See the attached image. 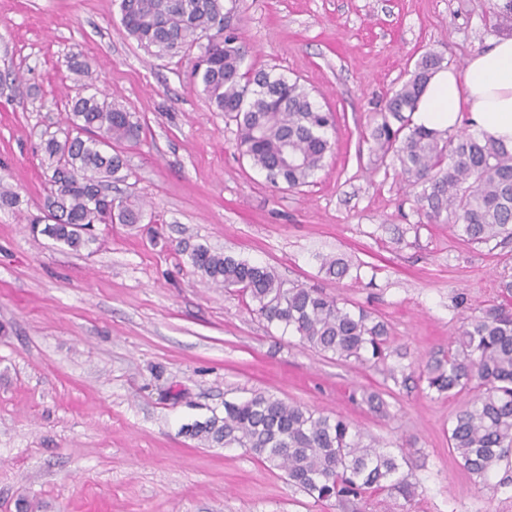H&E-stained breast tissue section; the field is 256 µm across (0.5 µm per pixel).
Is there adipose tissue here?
<instances>
[{
  "label": "adipose tissue",
  "mask_w": 512,
  "mask_h": 512,
  "mask_svg": "<svg viewBox=\"0 0 512 512\" xmlns=\"http://www.w3.org/2000/svg\"><path fill=\"white\" fill-rule=\"evenodd\" d=\"M469 117L478 133L512 147V37L470 59L464 71L440 69L414 112L417 124L452 130Z\"/></svg>",
  "instance_id": "obj_1"
}]
</instances>
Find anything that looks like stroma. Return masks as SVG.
Wrapping results in <instances>:
<instances>
[{
	"mask_svg": "<svg viewBox=\"0 0 512 512\" xmlns=\"http://www.w3.org/2000/svg\"><path fill=\"white\" fill-rule=\"evenodd\" d=\"M494 2L240 0L231 23L246 65L300 79L335 115L325 168L286 191L240 156L235 122L194 89L190 58L139 48L116 0H0V174L20 196L0 208V512H342L245 449L185 433L256 391L405 448L415 497L374 496L358 512H512V469L475 481L448 447L464 396L315 353L190 260L204 245L363 307L387 322L402 365L446 351L463 317L502 303L512 244L467 245L427 223L370 132L422 54L460 71L512 37V19L491 25ZM73 55L83 78L65 66ZM79 80L144 127L112 196L145 219L96 225L75 252L28 220L46 194L43 143ZM326 255L350 276L325 275ZM366 388L384 392L387 412L363 402Z\"/></svg>",
	"mask_w": 512,
	"mask_h": 512,
	"instance_id": "obj_1",
	"label": "stroma"
}]
</instances>
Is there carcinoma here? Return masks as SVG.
I'll return each mask as SVG.
<instances>
[{"label":"carcinoma","instance_id":"cac0c4a2","mask_svg":"<svg viewBox=\"0 0 512 512\" xmlns=\"http://www.w3.org/2000/svg\"><path fill=\"white\" fill-rule=\"evenodd\" d=\"M239 0H119L121 24L148 54L163 58L197 49L192 75L211 107L235 121L240 153L269 182L294 189L309 183L333 148L334 116L311 90L283 74L243 69L245 54L230 25ZM441 67L429 52L391 92L371 139L381 160L392 157L429 224H446L465 243L512 242V149L467 130L412 123L424 87ZM63 137L45 141L51 171L32 232L79 251L95 241L96 224H138L143 209L105 193L125 180L121 146L140 139L142 125L120 105L89 87L70 99ZM192 265L207 281L236 289L270 325L299 336L315 352L339 360L373 362L390 378L405 371L387 326L359 307L303 284L288 286L269 267L198 246ZM320 269L342 279L341 257ZM426 389L454 397L473 393L448 428V447L469 474L487 479L512 457V311L493 305L467 316L448 354L420 371ZM216 447L243 448L319 501L345 507L352 499L386 494L411 500L416 486L398 455L380 448L352 421L289 403L268 392L224 401V416L186 426Z\"/></svg>","mask_w":512,"mask_h":512}]
</instances>
